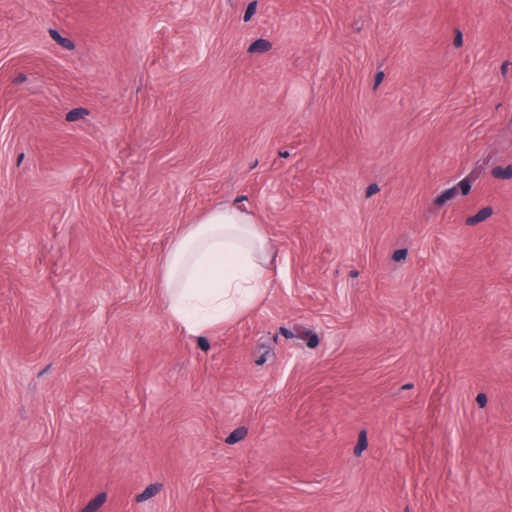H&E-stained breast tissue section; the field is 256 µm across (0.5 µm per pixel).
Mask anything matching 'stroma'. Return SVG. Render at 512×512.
Instances as JSON below:
<instances>
[{
  "label": "stroma",
  "mask_w": 512,
  "mask_h": 512,
  "mask_svg": "<svg viewBox=\"0 0 512 512\" xmlns=\"http://www.w3.org/2000/svg\"><path fill=\"white\" fill-rule=\"evenodd\" d=\"M0 512H512V0H0ZM269 263L252 213L228 204L210 209L183 227L160 261L168 315L193 333L233 320L262 295Z\"/></svg>",
  "instance_id": "35a3bbf8"
}]
</instances>
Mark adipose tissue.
I'll return each instance as SVG.
<instances>
[{
  "instance_id": "obj_1",
  "label": "adipose tissue",
  "mask_w": 512,
  "mask_h": 512,
  "mask_svg": "<svg viewBox=\"0 0 512 512\" xmlns=\"http://www.w3.org/2000/svg\"><path fill=\"white\" fill-rule=\"evenodd\" d=\"M269 263L252 213L228 204L210 209L183 227L160 261L168 315L194 333L233 320L262 295Z\"/></svg>"
}]
</instances>
